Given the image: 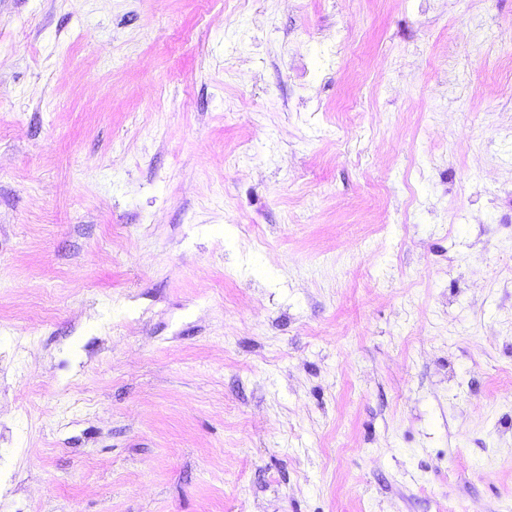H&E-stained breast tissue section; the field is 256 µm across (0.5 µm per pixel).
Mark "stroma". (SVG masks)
I'll return each instance as SVG.
<instances>
[{
  "label": "stroma",
  "instance_id": "1",
  "mask_svg": "<svg viewBox=\"0 0 512 512\" xmlns=\"http://www.w3.org/2000/svg\"><path fill=\"white\" fill-rule=\"evenodd\" d=\"M0 512H512V0H0Z\"/></svg>",
  "mask_w": 512,
  "mask_h": 512
}]
</instances>
